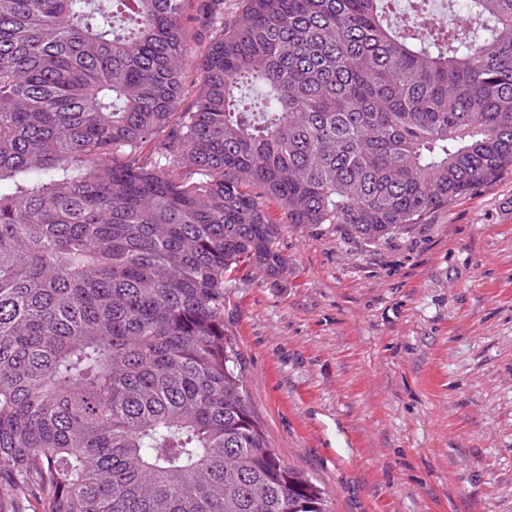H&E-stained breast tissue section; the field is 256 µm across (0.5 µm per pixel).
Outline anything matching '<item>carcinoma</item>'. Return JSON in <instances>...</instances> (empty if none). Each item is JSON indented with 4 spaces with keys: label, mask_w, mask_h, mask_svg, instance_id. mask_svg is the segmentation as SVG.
<instances>
[{
    "label": "carcinoma",
    "mask_w": 512,
    "mask_h": 512,
    "mask_svg": "<svg viewBox=\"0 0 512 512\" xmlns=\"http://www.w3.org/2000/svg\"><path fill=\"white\" fill-rule=\"evenodd\" d=\"M224 2L0 0V512H329L227 278L278 274L282 224L375 242L512 174V0Z\"/></svg>",
    "instance_id": "obj_1"
}]
</instances>
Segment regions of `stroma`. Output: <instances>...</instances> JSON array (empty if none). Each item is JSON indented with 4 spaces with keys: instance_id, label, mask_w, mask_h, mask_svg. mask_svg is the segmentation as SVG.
Returning <instances> with one entry per match:
<instances>
[{
    "instance_id": "stroma-1",
    "label": "stroma",
    "mask_w": 512,
    "mask_h": 512,
    "mask_svg": "<svg viewBox=\"0 0 512 512\" xmlns=\"http://www.w3.org/2000/svg\"><path fill=\"white\" fill-rule=\"evenodd\" d=\"M276 245L224 290L268 446L332 512H512V175L376 243Z\"/></svg>"
}]
</instances>
